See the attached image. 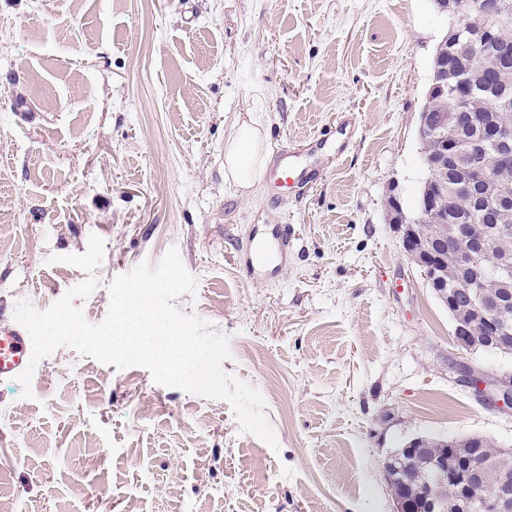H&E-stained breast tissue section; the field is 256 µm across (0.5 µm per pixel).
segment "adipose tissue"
Returning a JSON list of instances; mask_svg holds the SVG:
<instances>
[{"instance_id": "obj_1", "label": "adipose tissue", "mask_w": 512, "mask_h": 512, "mask_svg": "<svg viewBox=\"0 0 512 512\" xmlns=\"http://www.w3.org/2000/svg\"><path fill=\"white\" fill-rule=\"evenodd\" d=\"M264 134L247 122L234 123L224 144V175L242 190L250 192L258 185L263 168Z\"/></svg>"}]
</instances>
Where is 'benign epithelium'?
Wrapping results in <instances>:
<instances>
[{
	"label": "benign epithelium",
	"instance_id": "1",
	"mask_svg": "<svg viewBox=\"0 0 512 512\" xmlns=\"http://www.w3.org/2000/svg\"><path fill=\"white\" fill-rule=\"evenodd\" d=\"M451 9L464 16L478 18L475 26L464 28L448 36V62L453 63L471 53L479 52L501 61L497 51L494 28L488 19L503 8L501 0H452ZM479 75L468 69L460 71L454 85L437 82L430 92L452 93L454 108L449 112H423L419 124V134L437 143V152L423 156V163L430 173L454 171L458 173L457 190L476 196L486 202L483 214L491 212L490 206L503 203L507 194L495 193V185L490 168L484 163L481 154L484 142L489 139L501 147L497 162L503 166L512 165V125L498 121L493 114H479L470 108V102L478 89ZM474 130L470 143L471 161L464 167L458 166V137L461 125ZM424 224L448 225V237L456 242L453 251L443 248L448 237L430 238ZM402 244L407 256L423 270L425 277H433L439 287L438 295L453 306V297L448 294L447 282L443 278L446 263L468 277L467 293L470 295V308L482 325L481 335L487 344H494L499 337L512 330V325L502 319V312L512 296L490 304L481 290L483 280V259L489 255L492 242L512 236V226L495 224L480 230L474 237L471 222L463 217L450 218L446 211V196L441 181L426 188L417 217L401 221ZM498 282L506 285L512 281V255L505 253L496 260ZM473 328L460 320L455 326L454 340L457 347L468 351L473 346ZM464 380L473 388L479 399L501 409H512V378H494L485 373H477L462 365L459 368ZM412 466L421 467L424 508L416 509L414 503L400 496H394V512H441L442 502L438 498L436 484L448 483L454 488L465 512H512V482L503 476L493 477L489 463L480 451L469 455L448 458L431 456L425 448L424 439L416 437L404 447L392 452L381 460V469L389 486L406 483L407 471ZM498 482V491L492 497L479 493L491 479Z\"/></svg>",
	"mask_w": 512,
	"mask_h": 512
}]
</instances>
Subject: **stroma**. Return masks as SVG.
I'll return each mask as SVG.
<instances>
[{
    "label": "stroma",
    "instance_id": "obj_1",
    "mask_svg": "<svg viewBox=\"0 0 512 512\" xmlns=\"http://www.w3.org/2000/svg\"><path fill=\"white\" fill-rule=\"evenodd\" d=\"M447 29L435 0H0V322L85 280L61 258L90 235L92 323L113 277L177 248L198 285L175 306L229 336L222 368L260 390L278 441L64 346L33 398L0 380V512H393L380 461L413 437L512 448V412L448 370L504 378L512 357L457 349L388 205L416 213ZM238 119L320 179L243 196L224 179ZM276 224L297 230L287 262L247 278Z\"/></svg>",
    "mask_w": 512,
    "mask_h": 512
}]
</instances>
